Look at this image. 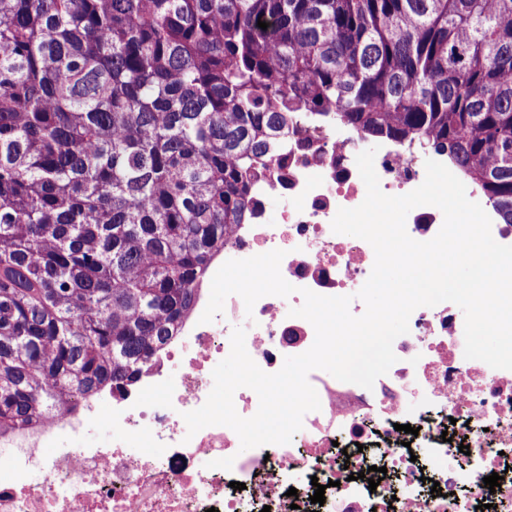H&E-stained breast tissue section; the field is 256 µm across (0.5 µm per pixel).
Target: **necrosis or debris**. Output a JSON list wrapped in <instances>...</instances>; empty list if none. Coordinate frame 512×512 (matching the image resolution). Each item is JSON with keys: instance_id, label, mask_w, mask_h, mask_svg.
Masks as SVG:
<instances>
[{"instance_id": "obj_1", "label": "necrosis or debris", "mask_w": 512, "mask_h": 512, "mask_svg": "<svg viewBox=\"0 0 512 512\" xmlns=\"http://www.w3.org/2000/svg\"><path fill=\"white\" fill-rule=\"evenodd\" d=\"M362 150L355 130L297 115L280 168L254 188L253 218L235 225L211 265L280 249L281 274L296 293L262 297L250 311L230 295L209 323L201 320L209 298L199 293L177 336L125 392L102 390L74 411L0 429V454L14 463L0 480V512H476L481 504L512 512V370L465 358L464 320L451 302L413 311L408 333L393 343L396 363L373 388L311 371L321 408L304 416L288 444L244 451L223 425L187 433L183 415L205 403L235 328L245 329L255 363L275 373L315 340L311 323L289 314L302 305V289L351 296V313H364L356 294L374 250L331 226L338 209L366 196L356 165ZM427 157L448 161L382 141L374 159L382 192L401 196L421 185ZM275 202L279 221L271 224L266 209ZM106 403L123 439L70 447L100 424ZM463 443L469 452H460ZM373 465L387 470L374 489L359 477ZM494 473L502 482L492 490L484 478ZM319 483L321 505L310 501Z\"/></svg>"}]
</instances>
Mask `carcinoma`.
Returning <instances> with one entry per match:
<instances>
[{
	"instance_id": "1",
	"label": "carcinoma",
	"mask_w": 512,
	"mask_h": 512,
	"mask_svg": "<svg viewBox=\"0 0 512 512\" xmlns=\"http://www.w3.org/2000/svg\"><path fill=\"white\" fill-rule=\"evenodd\" d=\"M296 112L512 225V0H0V428L140 377ZM374 159V168L379 178L382 192L391 196L405 195L425 179V164L422 158L444 164L466 187L467 197L481 205L492 221L491 233L494 240L502 245H512L511 224H500L497 214L483 192L472 182L466 180L448 165V156L423 150L415 144H400L392 140H382Z\"/></svg>"
}]
</instances>
